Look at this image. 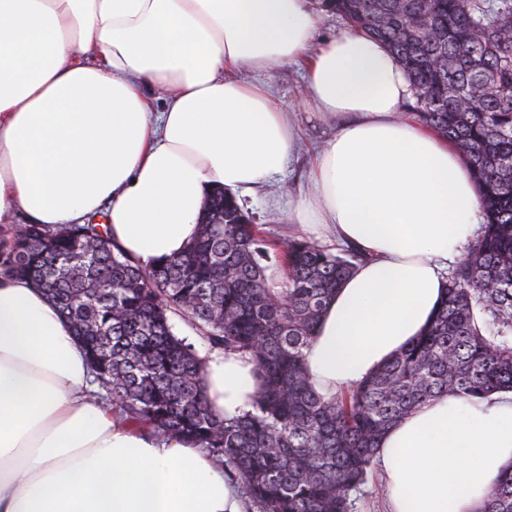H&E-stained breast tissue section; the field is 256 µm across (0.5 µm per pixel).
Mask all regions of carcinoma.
<instances>
[{"label":"carcinoma","instance_id":"1","mask_svg":"<svg viewBox=\"0 0 512 512\" xmlns=\"http://www.w3.org/2000/svg\"><path fill=\"white\" fill-rule=\"evenodd\" d=\"M314 2L386 46L421 90L411 110L460 150L481 187L483 231L440 308L369 378L326 397L305 361L331 296L362 256L277 239L226 190L214 192L212 223L150 266L93 217L21 218L0 246V275L44 290L123 420L203 448L251 512H352L379 439L409 412L444 395L512 392V0ZM175 317L192 335L175 330ZM197 341L255 364L252 410H212ZM480 512H512V466Z\"/></svg>","mask_w":512,"mask_h":512}]
</instances>
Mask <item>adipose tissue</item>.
Returning <instances> with one entry per match:
<instances>
[{"label":"adipose tissue","instance_id":"obj_1","mask_svg":"<svg viewBox=\"0 0 512 512\" xmlns=\"http://www.w3.org/2000/svg\"><path fill=\"white\" fill-rule=\"evenodd\" d=\"M308 0H0V216L82 224L106 211L142 264L182 252L208 194L277 182L299 133L253 73L304 70L303 102L334 132L290 221L363 262L307 352L331 396L419 336L448 268L484 222L456 147L402 116L410 83L350 29L316 43ZM214 411L251 410L252 361H209ZM71 325L30 281L0 276V512H242L202 448L114 416ZM377 459L392 512H479L512 466V393L429 401Z\"/></svg>","mask_w":512,"mask_h":512}]
</instances>
